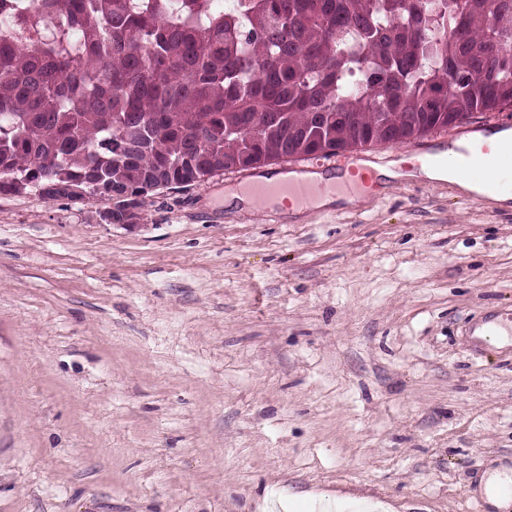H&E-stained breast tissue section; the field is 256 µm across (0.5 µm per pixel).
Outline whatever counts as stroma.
Here are the masks:
<instances>
[{
  "label": "stroma",
  "instance_id": "stroma-1",
  "mask_svg": "<svg viewBox=\"0 0 512 512\" xmlns=\"http://www.w3.org/2000/svg\"><path fill=\"white\" fill-rule=\"evenodd\" d=\"M0 194V512H475L512 463V201L401 178L228 205Z\"/></svg>",
  "mask_w": 512,
  "mask_h": 512
}]
</instances>
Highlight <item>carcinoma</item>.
<instances>
[{
	"label": "carcinoma",
	"mask_w": 512,
	"mask_h": 512,
	"mask_svg": "<svg viewBox=\"0 0 512 512\" xmlns=\"http://www.w3.org/2000/svg\"><path fill=\"white\" fill-rule=\"evenodd\" d=\"M0 0V194L139 195L512 109V0Z\"/></svg>",
	"instance_id": "cac0c4a2"
}]
</instances>
